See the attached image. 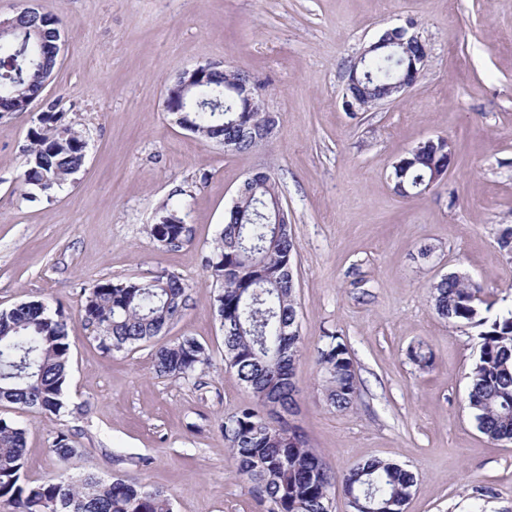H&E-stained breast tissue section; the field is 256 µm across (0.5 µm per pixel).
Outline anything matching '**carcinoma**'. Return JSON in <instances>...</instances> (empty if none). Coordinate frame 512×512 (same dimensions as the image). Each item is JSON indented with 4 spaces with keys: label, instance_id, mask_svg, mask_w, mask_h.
Masks as SVG:
<instances>
[{
    "label": "carcinoma",
    "instance_id": "carcinoma-1",
    "mask_svg": "<svg viewBox=\"0 0 512 512\" xmlns=\"http://www.w3.org/2000/svg\"><path fill=\"white\" fill-rule=\"evenodd\" d=\"M16 30L0 38V106L13 108L42 89L57 59L46 46L61 34V21L38 11L41 32L32 34L29 14L18 12ZM417 49L393 46L365 56L359 64L371 79L366 96L383 95L402 74L404 60ZM238 72H218L200 84L191 112L174 113L175 122L204 141L249 152L272 141L259 139L260 117L246 111L228 86ZM55 105L41 113L31 132L24 184L33 197L61 188L84 162L82 134L60 124ZM448 168V146L434 139L421 143L406 162L400 180L412 196L422 194L432 169ZM281 198L272 179L258 177L240 193L225 216L207 267L223 282L214 307L224 328V353L238 378L251 389L255 403L226 417L224 438L238 460L239 475L250 482L258 499L268 498L269 512H326L336 485L344 495L360 494L379 512H403L416 475L401 465L373 458L344 473H334L306 440L299 427L260 425L270 402L292 414L296 408L293 382L301 336H287L283 327L299 316L296 286L288 279L295 241L290 225L272 220ZM189 227L177 209H166L152 228L163 247L174 250L188 240ZM437 314L449 323L482 327L479 358L471 366L468 407L479 431L489 439L512 440V307L489 316L493 303L471 280L451 273L432 285ZM187 284L160 271L149 280H100L88 288L83 306L88 324L102 329L105 351L136 348L162 334L182 313ZM71 359L66 323L38 301L0 310V402L57 413L63 408ZM326 374L325 397L338 411L348 410L357 395L356 372L348 347L327 336L319 349ZM209 364L206 347L193 337L156 349L154 366L162 376L179 380L194 376ZM26 431L0 418V501L13 512H172L167 492L127 475L108 481L87 473L79 480L62 472L39 484L23 479ZM53 452L66 464L75 455L69 434L61 431Z\"/></svg>",
    "mask_w": 512,
    "mask_h": 512
}]
</instances>
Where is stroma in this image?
<instances>
[{"instance_id": "stroma-1", "label": "stroma", "mask_w": 512, "mask_h": 512, "mask_svg": "<svg viewBox=\"0 0 512 512\" xmlns=\"http://www.w3.org/2000/svg\"><path fill=\"white\" fill-rule=\"evenodd\" d=\"M34 4L59 15L65 47L27 111L0 112V309L42 301L62 312L71 369L59 414L0 404L26 431L27 481L135 474L170 492L172 512H265L224 439L225 416L254 398L224 362L221 283L206 266L240 185L265 168L295 239L292 424L335 472L382 458L415 473L406 512H512V440L488 439L467 407L479 331L449 324L430 298L432 283L460 272L495 309L512 305V256L497 244L512 225V0H0V17ZM409 19L429 49L418 82L350 115L348 61ZM223 61L266 81L280 117L268 145L231 153L167 112L180 73ZM51 105L84 136L85 159L33 199L26 148ZM438 136L455 150L447 176L397 195L393 162ZM171 207L191 229L176 250L152 236ZM162 269L189 299L160 341L207 346L195 379L157 374L150 345L103 351L83 316L93 282ZM328 334L358 379L343 412L324 394ZM420 343L433 352L426 367L408 356ZM61 431L77 450L65 466L51 450Z\"/></svg>"}]
</instances>
